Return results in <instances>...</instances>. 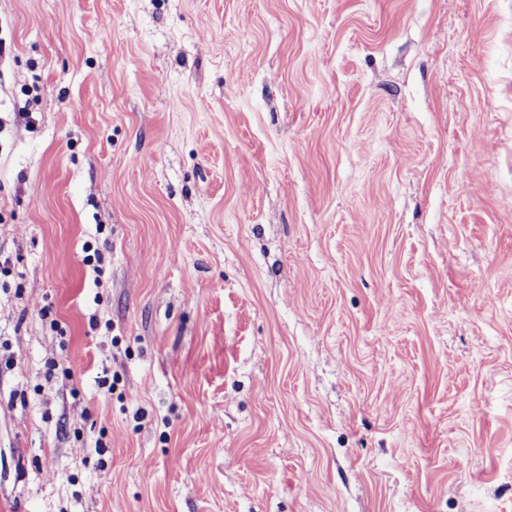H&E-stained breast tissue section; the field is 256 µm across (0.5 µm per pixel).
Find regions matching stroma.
I'll return each instance as SVG.
<instances>
[{
    "label": "stroma",
    "mask_w": 512,
    "mask_h": 512,
    "mask_svg": "<svg viewBox=\"0 0 512 512\" xmlns=\"http://www.w3.org/2000/svg\"><path fill=\"white\" fill-rule=\"evenodd\" d=\"M0 512H512V0H0Z\"/></svg>",
    "instance_id": "stroma-1"
}]
</instances>
